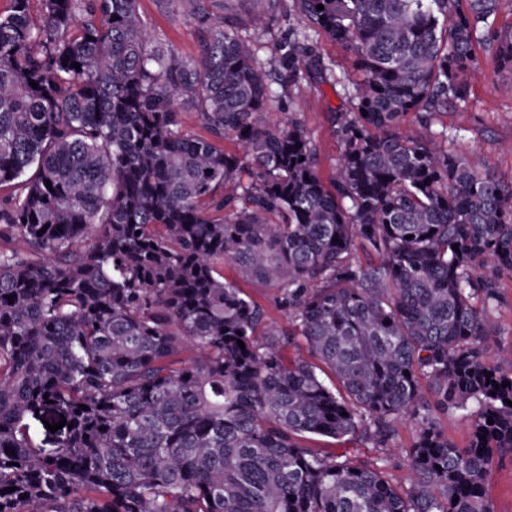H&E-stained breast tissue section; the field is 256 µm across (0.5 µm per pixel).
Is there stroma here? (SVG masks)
<instances>
[{
  "label": "stroma",
  "instance_id": "stroma-1",
  "mask_svg": "<svg viewBox=\"0 0 512 512\" xmlns=\"http://www.w3.org/2000/svg\"><path fill=\"white\" fill-rule=\"evenodd\" d=\"M265 0H209L207 7L213 20H223L233 14L243 36L249 39L258 60L272 75L281 74V45L288 30L297 22L292 0H278L274 19L267 28L256 29L248 24L254 8L265 7ZM138 9L150 31L157 39L171 45L179 55L198 56L203 33L190 14L187 4L174 0H138ZM317 56L322 65L314 67L311 58L301 55L295 66L301 76L297 83L278 89L267 104L268 120L279 127L288 118L301 122L311 138L318 155V167L323 179H330L340 158L334 115L349 110L343 82L354 77L351 54L325 34L314 37ZM480 59L466 80L471 99L468 106L449 107L438 115L435 123L445 126L450 137L444 147L453 152L475 151L485 156L490 167L504 180H512V71L498 68L483 46H476ZM499 302L492 311L497 327L489 337L486 348L489 356L512 347V276L498 282ZM416 433V422L409 418L396 420L394 433L386 446H375L362 435L340 441L314 436L308 447L321 455H344L364 465L383 466L389 480L398 486H408L411 477L407 455Z\"/></svg>",
  "mask_w": 512,
  "mask_h": 512
}]
</instances>
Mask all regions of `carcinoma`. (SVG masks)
<instances>
[{
  "label": "carcinoma",
  "instance_id": "obj_1",
  "mask_svg": "<svg viewBox=\"0 0 512 512\" xmlns=\"http://www.w3.org/2000/svg\"><path fill=\"white\" fill-rule=\"evenodd\" d=\"M188 2L195 58L148 34L138 0L0 15V239L28 248L0 249V512H494L512 371L485 343L512 274V180L401 122L467 105L478 41L512 70L502 0H294L282 67L324 32L361 75L328 185L300 123H267L252 45ZM226 263L278 289L288 328ZM297 336L317 363L282 353ZM470 403L461 446L436 419ZM50 408L68 427L47 448L27 419ZM404 416L405 488L304 444L384 446Z\"/></svg>",
  "mask_w": 512,
  "mask_h": 512
}]
</instances>
